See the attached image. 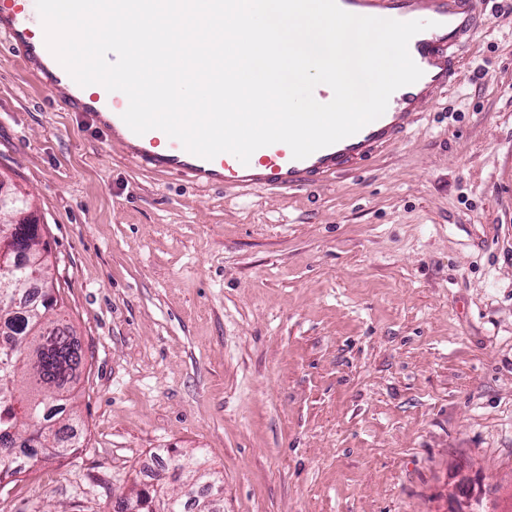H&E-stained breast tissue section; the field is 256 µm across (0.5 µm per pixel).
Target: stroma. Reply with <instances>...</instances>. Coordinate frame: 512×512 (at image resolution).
Returning a JSON list of instances; mask_svg holds the SVG:
<instances>
[{
	"mask_svg": "<svg viewBox=\"0 0 512 512\" xmlns=\"http://www.w3.org/2000/svg\"><path fill=\"white\" fill-rule=\"evenodd\" d=\"M371 163L279 195L133 164L0 48V174L85 352L79 450L0 512H112L177 454L224 512H512V0Z\"/></svg>",
	"mask_w": 512,
	"mask_h": 512,
	"instance_id": "1",
	"label": "stroma"
}]
</instances>
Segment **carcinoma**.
<instances>
[{"label":"carcinoma","mask_w":512,"mask_h":512,"mask_svg":"<svg viewBox=\"0 0 512 512\" xmlns=\"http://www.w3.org/2000/svg\"><path fill=\"white\" fill-rule=\"evenodd\" d=\"M31 203L22 192L14 195V203L3 213L6 224L13 228L19 248L32 250L15 263L11 283L6 292L14 297L11 304H0V328L10 330L13 352L0 363V478L13 477L23 471L26 459L51 448L49 458L58 459L79 448L73 418L62 417L61 401L72 402L83 361L81 345L62 313L59 289L49 282V302L35 304L28 296L34 284L33 265L50 270L48 243L42 233H34L28 224H15L13 217L29 212ZM175 470L187 472L182 490L174 492L162 480L148 490H141L136 503L139 512H194L189 493L201 486L219 491L221 480L199 462L176 459Z\"/></svg>","instance_id":"1"}]
</instances>
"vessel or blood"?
I'll return each instance as SVG.
<instances>
[{"instance_id": "obj_1", "label": "vessel or blood", "mask_w": 512, "mask_h": 512, "mask_svg": "<svg viewBox=\"0 0 512 512\" xmlns=\"http://www.w3.org/2000/svg\"><path fill=\"white\" fill-rule=\"evenodd\" d=\"M26 2L0 0V44L43 87L60 92L58 106L90 113L110 140L122 145L137 165L184 176L201 187L289 193L358 169L380 150L406 136L425 105L456 81L459 58L455 50L472 35L484 0H338L342 9L356 15L429 22V29L413 36L408 45L422 77L396 90L385 113L350 137L302 160L293 159L286 144L275 143L256 150L245 164L229 153L210 160L196 156L158 129L135 134L122 119L126 110L124 96L99 84L78 85L47 47L44 30L33 29Z\"/></svg>"}]
</instances>
